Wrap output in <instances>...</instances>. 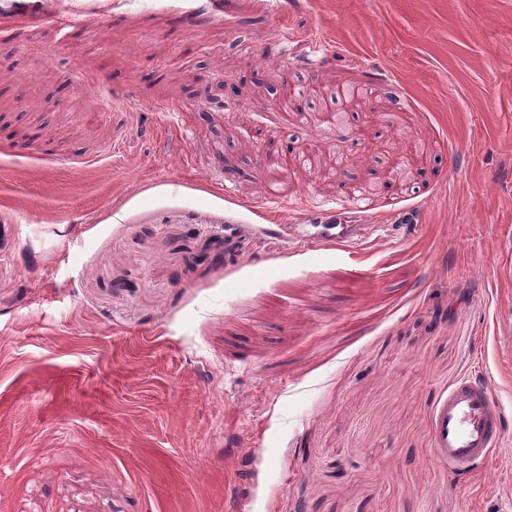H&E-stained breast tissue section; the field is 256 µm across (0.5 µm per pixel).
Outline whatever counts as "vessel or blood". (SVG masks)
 Masks as SVG:
<instances>
[{"label": "vessel or blood", "mask_w": 512, "mask_h": 512, "mask_svg": "<svg viewBox=\"0 0 512 512\" xmlns=\"http://www.w3.org/2000/svg\"><path fill=\"white\" fill-rule=\"evenodd\" d=\"M45 0H0V18L22 27L48 17ZM372 224H345L334 220L323 225L315 242L352 251L358 241L375 232ZM503 417L484 383L464 378L456 382L436 407L431 438L438 458L463 471L487 459L501 442Z\"/></svg>", "instance_id": "1"}]
</instances>
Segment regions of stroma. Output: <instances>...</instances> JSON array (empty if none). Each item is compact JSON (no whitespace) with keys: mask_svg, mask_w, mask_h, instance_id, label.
<instances>
[{"mask_svg":"<svg viewBox=\"0 0 512 512\" xmlns=\"http://www.w3.org/2000/svg\"><path fill=\"white\" fill-rule=\"evenodd\" d=\"M54 11L0 19V512H507L512 0ZM352 195L355 254L290 249ZM503 417L484 382L463 378L436 407L432 448L448 468L464 471L487 459L501 442Z\"/></svg>","mask_w":512,"mask_h":512,"instance_id":"stroma-1","label":"stroma"}]
</instances>
